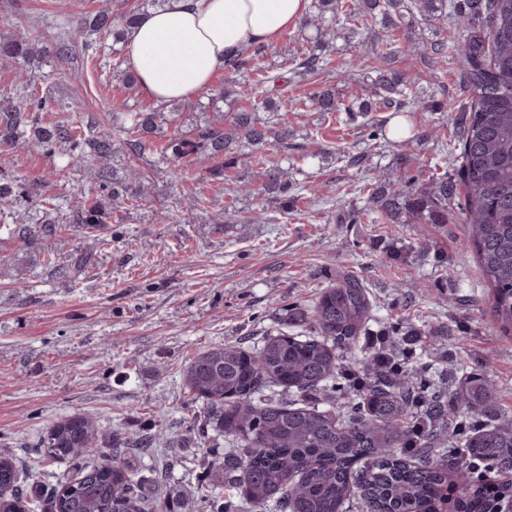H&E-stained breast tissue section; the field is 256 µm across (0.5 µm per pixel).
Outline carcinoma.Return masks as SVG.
<instances>
[{"label":"carcinoma","mask_w":512,"mask_h":512,"mask_svg":"<svg viewBox=\"0 0 512 512\" xmlns=\"http://www.w3.org/2000/svg\"><path fill=\"white\" fill-rule=\"evenodd\" d=\"M167 0H144L143 6L117 14L106 6L91 15L76 14L79 24L101 35H112V69L129 88L136 75L121 68L115 45L125 41L150 9ZM314 14L302 28L311 48L331 52L336 38H358L355 47L372 61L371 73L379 100L336 98L323 88L313 95L319 112H342L352 123L377 110V103L397 114L415 110L446 112L444 101L421 95L416 82L398 74L391 63L404 47L433 68L457 60L469 100L462 113L457 143V177L423 180L409 176L413 157L399 158L396 167L364 184V206L348 213L347 223L446 224L456 206L467 225L469 247L490 288L489 312L499 327L512 332V0H315ZM455 15L461 30L453 41L441 37L422 41L413 36L415 24L429 26ZM381 17L383 35L369 36L370 21ZM260 47L240 51L224 62L226 96L243 106L226 118L219 112L192 133L165 137L175 108L162 103L151 111L127 112L122 129L128 146L142 159L162 148L179 165L238 162L241 143L256 148L288 146L295 130L288 121L275 123L261 112H294L288 103V74L313 75L332 69L331 61L315 53L280 72L255 71L253 57ZM39 54L33 39L0 37V61L23 66ZM51 111L49 100L29 93L0 110V153L40 147L66 148L71 159L85 161L77 149L91 147L94 178L110 188L112 202L149 200L141 187L110 181L106 161L112 137L86 134L73 122L42 123L39 113ZM254 179L288 209L295 181L288 169L254 158ZM23 188L0 180V227L23 224L27 218L12 210ZM75 223L99 243L107 216L97 204L82 201L73 209ZM38 233L52 237L67 229L59 217L45 211L35 223ZM48 264L74 275L89 262L81 255L64 264L52 253ZM375 321L373 302L363 279L341 270L310 307L291 304L284 324L266 333L255 347L228 343L207 349L185 368L190 390L204 405L198 436L212 428L239 443L238 483L245 500L261 510L268 503L284 512H496V504L512 496V486L492 500L478 497L484 482L512 462V419L487 418L497 388L487 371H471L459 389L432 388L419 376L423 367L399 357L401 350L420 346L412 330L391 337L390 345L358 357L361 337ZM300 332L290 333L288 328ZM294 393L273 399L265 391ZM151 440L122 449L117 437L106 438L86 416L75 413L56 422L41 439L44 456L52 461H79L71 481L57 485L35 510L50 512H175V503L147 502L138 489L164 469L151 474L133 469L122 452L150 455ZM20 469L13 458L0 466V512L19 506Z\"/></svg>","instance_id":"cac0c4a2"}]
</instances>
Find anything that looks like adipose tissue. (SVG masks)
<instances>
[{
    "label": "adipose tissue",
    "mask_w": 512,
    "mask_h": 512,
    "mask_svg": "<svg viewBox=\"0 0 512 512\" xmlns=\"http://www.w3.org/2000/svg\"><path fill=\"white\" fill-rule=\"evenodd\" d=\"M311 0H167L129 33L125 51L143 91L166 103L207 86L225 60L271 44L309 11Z\"/></svg>",
    "instance_id": "obj_1"
}]
</instances>
